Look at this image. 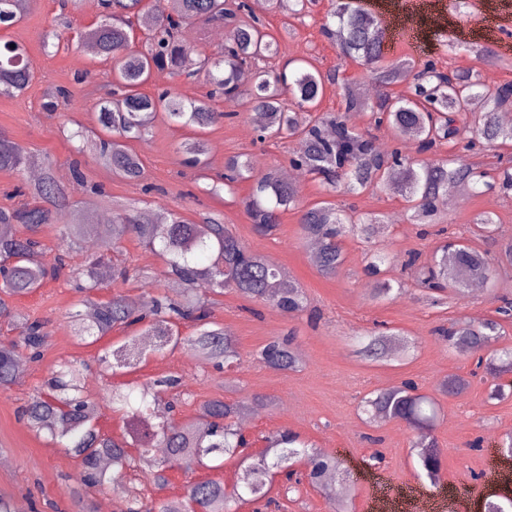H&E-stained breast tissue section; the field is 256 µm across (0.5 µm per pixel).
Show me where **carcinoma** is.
<instances>
[{"instance_id":"cac0c4a2","label":"carcinoma","mask_w":512,"mask_h":512,"mask_svg":"<svg viewBox=\"0 0 512 512\" xmlns=\"http://www.w3.org/2000/svg\"><path fill=\"white\" fill-rule=\"evenodd\" d=\"M314 0H268L272 9L287 16L303 17L311 12ZM102 20L94 28L76 33L77 43H90L97 55L110 58L113 68L102 75L110 87L109 96L95 104L97 121L109 136L95 143L99 161L113 174L130 180L143 176L139 157L128 144L145 137L155 115L162 111L175 124L203 129L242 111H256L263 116L260 139H287L293 142L291 162L316 176L329 193L342 188L352 194L386 191L398 193L407 202V216L412 224H433L448 185H457L467 192L512 194V165L496 176L489 175L468 158L472 142L455 141L459 130L456 117L469 114L475 131L487 144L512 142V127L500 124L498 114L512 110V83L488 85L465 71L445 72L428 63L416 65L410 58L386 59L383 44L387 33L379 19L364 10L355 0H334V8L322 23L323 34L340 54L352 57L370 73L381 88L371 103L362 100L349 81L344 82V105L340 112L312 115L322 99L326 84L335 83L339 72H320L306 59H293V68L272 70L262 62L277 54L276 41L265 30L264 23L251 12L246 0H165L163 5H150L149 0H100ZM153 15V24L144 48L132 46L126 30L130 20ZM22 17L19 0H0V28H10ZM199 24L197 33L205 37L207 26L224 28V47L219 55L206 57L185 39V29ZM465 50L490 57L495 52L477 42L448 41V51ZM252 73L249 88L241 87L238 73ZM156 71H168L177 77L205 76V95L187 102L166 90L155 97L137 92ZM415 87L412 95L393 96L388 88L400 80ZM33 74L27 66L26 48L11 40L0 43V96L16 97L31 85ZM224 110L212 106L215 101ZM368 110L376 125L383 124L399 141L410 140L418 153L436 152L444 143L453 144L454 152L435 161H391L380 153L367 132L355 130L348 114ZM179 152L183 164L196 170L206 169L205 144L201 139L185 141ZM30 157L0 132V170L23 172ZM224 180L212 185L207 192L218 195L235 194L239 182L251 183L249 196L242 200L255 225L257 234H271L279 223V213L298 205L296 188L269 171L253 172L247 156H233L225 162ZM34 200L16 209H0V315L10 314L6 298L28 295L41 287L49 273L62 266L64 259L55 255L47 264H34L32 258L46 252L37 238L43 224H62L63 234L71 241L84 239L92 231L85 215L97 205L99 187L93 185L80 203L71 201L65 188L57 181L53 162L42 160L41 178L25 185ZM24 225L29 234L20 236L13 225ZM302 234L320 244L317 266L320 274L336 276L342 264L340 239L350 227L370 245L366 254L365 272L371 280L369 295L379 300L393 291L391 280L382 266L388 260L386 247L379 237L387 221L381 213H358L322 201L302 211ZM473 224L485 238L493 239L498 222L495 214L480 212ZM132 234L141 243L153 248L160 245L175 280L184 287L187 300L174 302L166 296L155 297L151 307L141 309L136 300L115 293L106 300H96L92 293L106 287L109 259L102 252L83 270L86 281L81 289L86 293L81 304L93 307L94 317L86 318L81 310L70 313L80 340H99L114 329L146 324V332L155 336L156 348H178L187 345L206 363L219 366L238 358L239 352L224 326L211 319L207 294L231 288L241 295L269 301L285 313L302 309L304 294L296 284L284 280L281 269L263 255L251 250L224 224L221 213H213L197 223L182 219L173 210H161L154 223L140 222L134 205L112 208V240L119 242ZM435 235L444 243L423 265L419 254L408 255L405 266L419 267L420 287L434 292L463 297L472 282H488L493 275L489 254L472 247L463 238L448 233L440 226ZM497 316L464 325L453 323L442 331L448 344L478 355L477 366L485 368L490 398L502 394L498 378L512 372V352L484 354L490 342L500 335L502 323L512 319V301L505 298L496 310ZM196 323L190 336H182L177 323ZM47 337L46 325L39 321L21 324L20 340H0V389L6 390L17 379L16 366L22 358L36 359ZM393 337L382 333H366L359 338V352L369 360L391 362L397 358ZM142 353L136 350L134 339L97 357L107 368L134 369ZM262 360L272 368L290 371L298 366L297 351L291 343L273 342L261 353ZM61 378L48 383L23 410L27 427L38 435L56 441L80 459L81 485L86 489H102L118 483L137 471L140 463L150 460L155 448L164 449L156 464L154 479L167 483L166 471H195L212 468L211 462L226 456L234 457L246 441L235 424L245 406L216 398L201 405L199 414L183 425L164 421L166 407L163 396L178 387V379L164 377L142 387L137 406L129 397L112 392L111 403L130 407L126 433L116 439L97 426L100 406L88 401L83 391V373L67 364ZM415 386L404 383L376 391L367 398L370 418L399 420L415 431L412 447L417 449L421 466L429 477L438 470V453L433 436L436 414L425 409L426 400L414 394ZM297 435L281 432L268 439V447L259 455L242 460L240 483L227 490L224 482L203 479L190 483L183 497L164 499L150 504L133 495L126 512H185L194 504L198 512H235L248 495L252 500L268 498L273 477L293 480L290 470L294 459L307 456L309 482L321 490L330 501L333 512H350V503L336 499L325 475L332 472L343 476L339 460L313 448H298Z\"/></svg>"}]
</instances>
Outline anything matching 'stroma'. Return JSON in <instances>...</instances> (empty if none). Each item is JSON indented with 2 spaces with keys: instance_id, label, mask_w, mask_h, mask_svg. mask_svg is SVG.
I'll return each instance as SVG.
<instances>
[{
  "instance_id": "obj_1",
  "label": "stroma",
  "mask_w": 512,
  "mask_h": 512,
  "mask_svg": "<svg viewBox=\"0 0 512 512\" xmlns=\"http://www.w3.org/2000/svg\"><path fill=\"white\" fill-rule=\"evenodd\" d=\"M331 0H318L313 12L302 18L285 17L269 10L259 11L268 33L278 44V62L305 57L320 71H338L340 77L353 79L356 87L370 84L362 66L340 55L335 44L320 32V21L330 9ZM58 0H31L23 19L14 27L0 29V38L24 44L29 59L35 62V79L24 94L16 98L0 97V131L36 156L50 157L55 175L65 185L73 200H81L84 186L99 185L105 190L104 208L115 203H132L151 212L172 209L186 220L199 214L219 211L235 235L252 250L278 264L290 280L303 288L307 301L303 310L283 313L276 305L256 301L234 290L215 296L211 306L214 319L236 341L239 357L218 369L191 357L189 349L156 350L153 344L142 347L144 361L136 371L116 369L101 376L95 359L110 346L123 345L127 331L116 329L91 344L81 343L73 333L68 314L81 295L74 283L93 248L87 242L72 244L64 238L60 224L42 225L39 237L48 253L63 255L65 264L41 288L11 300V317H0V340L19 336L20 320L45 322L48 336L37 359L29 360L28 369L18 375L10 389L0 390V497L12 500L19 512H101L111 504L112 512H125L132 494L146 499L181 497L188 482L210 478L234 485L240 474L238 458L225 459L217 469L184 473L169 470L168 482H154L149 467L138 469L132 483L90 492L75 500L71 488L78 482L79 461L68 449L30 431L20 418L22 406L35 390L65 361L86 363L84 391L87 399L102 403L97 419L99 428L112 436L124 433L122 413L105 407L113 388H128L174 376L180 381L179 402L170 420L184 423L192 419L208 400L221 398L248 404L240 426L254 452H261L269 437L289 431L323 453L338 457L349 473L352 491L351 512H379L377 498L387 494L399 499L394 512H407L403 503L410 496L422 495L434 504V512H455V504L465 501L469 512H483L487 498L505 502L512 499V487L503 486L504 477L512 478V457L501 459L499 444L512 434V388L500 399L489 398V388L476 372V355L463 354L448 346L437 333L439 327L455 322H476L491 318L500 297L512 299V265L495 263L497 286L467 294L464 299L430 305L425 291L417 284L413 270L403 261L409 252L429 258L438 240L423 234L419 225L402 221L387 224L383 240L391 256L387 276L401 283V293L387 299H371L364 273L367 243L356 234L342 239L344 264L336 277H323L309 257V246L302 236L300 215L326 197L320 182L304 175L299 187V206L281 213L275 231L268 236L256 234L242 201L251 191L247 182L237 184L235 195L208 194L210 180L224 172L229 157L245 154L256 172L289 167L286 143L262 140L250 128L249 113L227 119L205 130L182 128L165 114H157L148 134L131 142V149L141 158L144 176L126 180L102 167L92 151L76 153L68 133L82 131L86 143H94L102 131L92 109L104 97L103 72L111 60L84 53L77 44L59 50L44 49L42 37L48 25L58 17ZM72 31L92 28L100 20L99 10L85 5L65 11ZM461 41H479L491 47L482 69H474L468 52L448 54L440 42L445 36ZM390 59L409 57L418 63L435 62L444 69L477 70L489 83L512 82V0H476L466 16L454 17L450 27L440 29L420 25L401 44L392 35L386 47ZM83 83H76V76ZM64 86L72 96L65 109L45 110L49 90ZM199 138L207 148H218V155L208 158L206 172L187 168L178 152L184 141ZM80 160L84 182L72 175L73 160ZM343 207L385 215L405 212L401 196L382 191L358 195L341 193L331 197ZM495 212L500 219L501 242L512 241V199L489 194L467 193L462 207L441 209L440 222L449 230L462 233L474 246L497 254L498 248L481 236L472 223L480 211ZM114 263L136 271V278L115 280L97 292L104 300L123 293L151 302L160 294L180 298L165 271L162 258L146 248L135 236L121 240L112 251ZM398 332L410 344L406 356L388 364H371L355 353L356 338L366 331ZM293 337L299 352L296 370H275L261 360L259 353L267 344ZM467 376L470 385L462 394L443 396L439 382L448 374ZM413 381L420 394L435 400L440 420L434 430L441 451L439 482H432L420 471L411 447L412 429L405 423L372 421L360 408L363 397L372 391ZM263 397L267 406L252 410L255 398ZM273 500L267 512H331L324 496L308 484L284 491L274 483Z\"/></svg>"
}]
</instances>
